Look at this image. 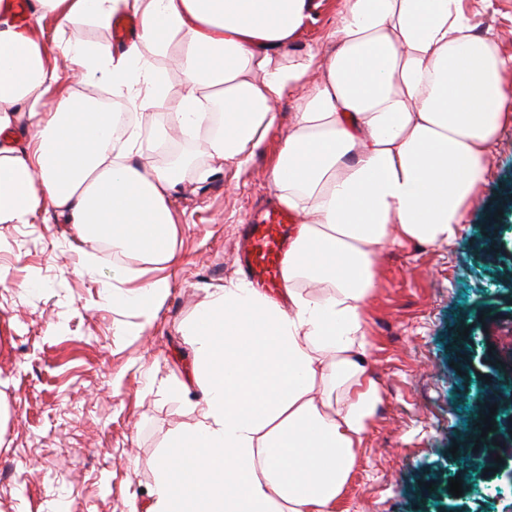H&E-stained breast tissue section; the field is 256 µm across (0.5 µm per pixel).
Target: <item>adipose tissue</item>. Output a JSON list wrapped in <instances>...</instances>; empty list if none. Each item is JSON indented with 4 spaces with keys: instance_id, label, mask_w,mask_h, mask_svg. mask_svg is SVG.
<instances>
[{
    "instance_id": "1",
    "label": "adipose tissue",
    "mask_w": 512,
    "mask_h": 512,
    "mask_svg": "<svg viewBox=\"0 0 512 512\" xmlns=\"http://www.w3.org/2000/svg\"><path fill=\"white\" fill-rule=\"evenodd\" d=\"M312 0H31L20 26L0 0V224L32 223L42 201L80 243L134 259L113 305L161 301L177 261L179 162L145 165L144 144L203 139L216 168L244 167L294 96L298 112L269 173L301 222L283 261L284 302L238 280L184 328L196 423L162 456L150 512H336L377 403L366 375L365 305L388 244L449 243L512 124L508 63L473 34L467 0H344L324 45L298 51ZM130 14L125 45L39 32ZM180 72L171 91L156 59ZM110 85L114 114L62 85Z\"/></svg>"
}]
</instances>
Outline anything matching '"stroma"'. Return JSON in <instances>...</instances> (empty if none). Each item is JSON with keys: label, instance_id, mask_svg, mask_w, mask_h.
I'll return each mask as SVG.
<instances>
[{"label": "stroma", "instance_id": "obj_1", "mask_svg": "<svg viewBox=\"0 0 512 512\" xmlns=\"http://www.w3.org/2000/svg\"><path fill=\"white\" fill-rule=\"evenodd\" d=\"M316 2L296 49L338 22L342 0ZM470 19L512 56V0H474ZM277 109L244 170L208 172L202 143L184 142L197 167L172 201L181 259L152 311L104 299L125 262L84 248L52 207L0 224V512H147L166 443L195 421L175 390L192 366L183 328L241 279L242 227L274 201L268 172L297 106L286 97ZM366 316L379 401L340 512H512V482L451 452L475 414L512 422V404L490 405L512 383L511 125L454 242L378 252Z\"/></svg>", "mask_w": 512, "mask_h": 512}]
</instances>
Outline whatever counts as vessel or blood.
Returning <instances> with one entry per match:
<instances>
[{
    "mask_svg": "<svg viewBox=\"0 0 512 512\" xmlns=\"http://www.w3.org/2000/svg\"><path fill=\"white\" fill-rule=\"evenodd\" d=\"M294 223L293 212L271 207L259 221L247 225L242 264L249 278L271 289L280 287L285 245Z\"/></svg>",
    "mask_w": 512,
    "mask_h": 512,
    "instance_id": "b4317fda",
    "label": "vessel or blood"
}]
</instances>
